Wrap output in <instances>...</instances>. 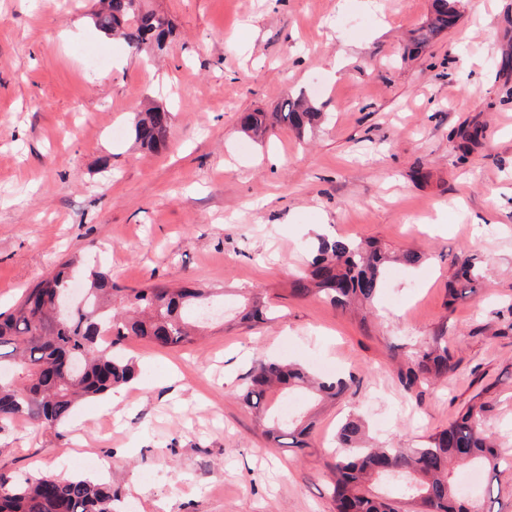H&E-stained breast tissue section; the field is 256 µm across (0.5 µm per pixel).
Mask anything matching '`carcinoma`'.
Segmentation results:
<instances>
[{
  "label": "carcinoma",
  "instance_id": "carcinoma-1",
  "mask_svg": "<svg viewBox=\"0 0 512 512\" xmlns=\"http://www.w3.org/2000/svg\"><path fill=\"white\" fill-rule=\"evenodd\" d=\"M456 18L450 0H434L427 33L417 42L448 29ZM90 19L99 31L122 35L140 53L162 49L170 34L169 21L143 10L141 0H102ZM318 117L304 100L287 97L276 112L247 113L242 130L254 138L276 125L300 133ZM171 122V112L153 106L135 113L131 132L141 148L157 151L168 144ZM311 254L309 272L292 281L291 292L299 297L321 293L343 310L372 304L392 261L379 246L325 236L316 238ZM78 264L76 257L62 263L48 274L47 287L30 289L10 313L0 314V426L24 419L43 429L56 427L79 402L134 380L135 362L124 355L128 339L175 348L195 342L205 328L204 291L187 286L122 288L100 272L88 276L81 304L64 306L56 293L72 284ZM479 278L474 258L464 257L448 289L451 300L476 294ZM241 320L266 321L264 302L256 299L245 306ZM105 336L112 341H104ZM455 368L448 340L431 336L409 357L399 380L410 392ZM297 389L321 400H336L349 389V380L316 379L300 365L259 360L248 373L242 402L264 415L269 396ZM483 412L482 403L467 405L448 428L416 448H369L364 445L362 422L346 420L337 431L339 451L329 465L334 512H493V481L506 450L485 429ZM311 428L312 421L301 417L272 419L265 433L279 445L302 452ZM452 461L477 464L487 472L485 501L474 503L464 496L450 479ZM385 483L395 488L396 496L375 489ZM117 498L112 484L79 476L63 480L53 474L0 472V512H115Z\"/></svg>",
  "mask_w": 512,
  "mask_h": 512
}]
</instances>
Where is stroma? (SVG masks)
<instances>
[{
  "label": "stroma",
  "mask_w": 512,
  "mask_h": 512,
  "mask_svg": "<svg viewBox=\"0 0 512 512\" xmlns=\"http://www.w3.org/2000/svg\"><path fill=\"white\" fill-rule=\"evenodd\" d=\"M96 0H0V311L72 256L124 288L188 283L224 308L197 343L132 339L138 387L53 429H0V470L94 477L121 512H332L326 463L354 415L376 443H424L473 399L512 448V0H456V25L406 50L433 0H144L171 23L146 57L96 31ZM304 96V134L240 130ZM173 114L169 145L135 143L138 106ZM422 256L391 264L366 317L291 292L315 233ZM476 295L449 302L454 260ZM273 321L241 324L253 297ZM444 336L447 381L405 391L407 354ZM353 377L315 414L302 456L239 394L254 362Z\"/></svg>",
  "instance_id": "obj_1"
}]
</instances>
